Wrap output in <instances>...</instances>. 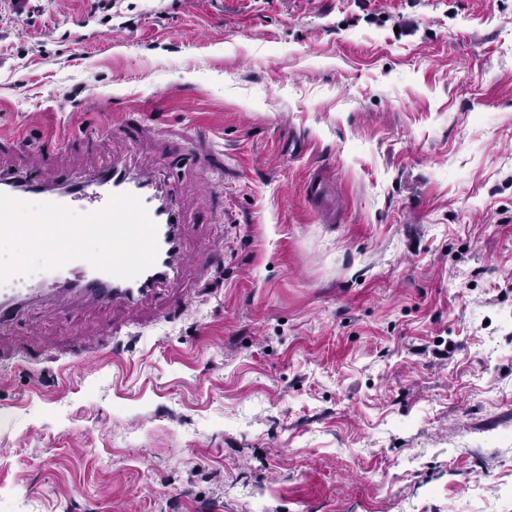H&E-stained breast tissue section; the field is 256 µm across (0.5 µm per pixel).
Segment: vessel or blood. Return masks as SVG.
I'll list each match as a JSON object with an SVG mask.
<instances>
[{
  "label": "vessel or blood",
  "mask_w": 512,
  "mask_h": 512,
  "mask_svg": "<svg viewBox=\"0 0 512 512\" xmlns=\"http://www.w3.org/2000/svg\"><path fill=\"white\" fill-rule=\"evenodd\" d=\"M0 194L24 203H57L81 214L102 210L112 196L129 194L140 199L157 227L155 263L136 278H117L88 261L74 260L44 275V287L73 288L101 307L135 306L155 297L159 287L172 282L176 275L182 258L181 217L154 178L114 161L85 177L60 175L52 185L30 172L0 171ZM28 282L27 276L16 274L0 285V325L17 316Z\"/></svg>",
  "instance_id": "vessel-or-blood-1"
}]
</instances>
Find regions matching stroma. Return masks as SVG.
I'll return each mask as SVG.
<instances>
[{"label": "stroma", "mask_w": 512, "mask_h": 512, "mask_svg": "<svg viewBox=\"0 0 512 512\" xmlns=\"http://www.w3.org/2000/svg\"><path fill=\"white\" fill-rule=\"evenodd\" d=\"M112 159L188 259L0 328V512H512V0H0V170Z\"/></svg>", "instance_id": "obj_1"}]
</instances>
